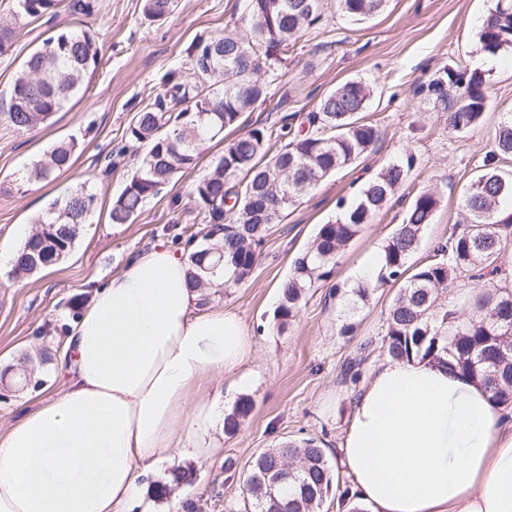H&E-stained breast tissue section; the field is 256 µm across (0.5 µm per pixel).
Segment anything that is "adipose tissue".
Instances as JSON below:
<instances>
[{
  "instance_id": "1",
  "label": "adipose tissue",
  "mask_w": 512,
  "mask_h": 512,
  "mask_svg": "<svg viewBox=\"0 0 512 512\" xmlns=\"http://www.w3.org/2000/svg\"><path fill=\"white\" fill-rule=\"evenodd\" d=\"M189 268L159 244L96 289L54 365L63 390L0 436V512H132L149 471L210 455L254 346ZM340 448L371 512H512V412L446 366H375Z\"/></svg>"
}]
</instances>
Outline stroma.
Here are the masks:
<instances>
[{
	"label": "stroma",
	"instance_id": "1",
	"mask_svg": "<svg viewBox=\"0 0 512 512\" xmlns=\"http://www.w3.org/2000/svg\"><path fill=\"white\" fill-rule=\"evenodd\" d=\"M90 2L87 15L61 9L51 18L19 19L13 51L0 57L1 106L20 64L53 30L91 31L100 47V63L85 92L47 123L19 131L0 113V253L15 251L32 231L33 216L69 188L84 182L97 193L89 223L61 264L25 278L20 286L8 265L0 266V382L14 381L22 354H58L95 286L121 271L134 254L160 242L179 245L197 232L192 191L223 151L217 142L203 145L198 166L178 174L133 223H110L112 199L123 189L132 162L109 163V154L135 113L153 100L161 76L187 68L188 45L200 37L236 34L242 8L240 0H178L167 20L151 21L142 14L141 0ZM493 4L388 0L382 13L363 22L347 20L328 5L322 24L295 42L266 101L244 114V124L277 128L292 114L315 111L337 85L357 80L370 88L362 117L377 126L380 138L359 161L323 181L272 225L244 283L212 297V304L242 316L255 348L251 383L225 387V409L233 411L242 398L251 399L253 409L236 433L219 438L208 461L180 459L148 473V485L171 487L168 497L156 500V512H246L244 475L251 458L287 440L317 439L331 463H338L359 388L344 377L343 367L361 349L368 365L384 360L386 317L395 295L388 285L368 302H354L350 290L359 282L358 270L382 250L411 200L425 190L435 191L439 202L411 265L426 263L434 248L447 242L463 221L464 189L491 149L498 124L512 113V55L489 58L478 50L480 20ZM456 64L488 75L483 120L465 133L450 131L446 113L422 91L441 68ZM70 137L79 143L70 170L48 184L20 182L27 165ZM408 150L416 164L392 202L345 246L333 276L309 291L297 316L279 326L274 314L280 286L294 258L310 246L321 224L336 219L338 200H353L366 181ZM499 263L502 270L495 276L452 271L442 303L460 307L466 293L479 294L493 284L512 289V244ZM349 323L354 330L347 334L343 327ZM62 388L55 379L0 402V434ZM176 470L187 473L186 482L173 483Z\"/></svg>",
	"mask_w": 512,
	"mask_h": 512
}]
</instances>
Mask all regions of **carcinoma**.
Masks as SVG:
<instances>
[{
	"label": "carcinoma",
	"instance_id": "carcinoma-1",
	"mask_svg": "<svg viewBox=\"0 0 512 512\" xmlns=\"http://www.w3.org/2000/svg\"><path fill=\"white\" fill-rule=\"evenodd\" d=\"M62 0H13V18L39 19L57 13ZM243 33L200 38L186 48L188 74L166 72L159 91L137 112L125 130L117 156L134 157L135 166L122 191L112 199L109 218L129 224L147 200L159 194L176 174L193 168L203 140L224 142V152L194 185L193 198L201 223L209 230L189 256L193 287L206 285L223 270L224 287L234 288L251 274L270 226L280 223L296 202L338 171L356 163L379 138V129L360 117L370 97L360 81H346L326 93L317 110L294 115L276 130L256 125L228 140L225 131L240 126L243 114L266 99V78L277 76L282 53L297 36L318 26L322 0H245ZM388 0H336L338 11L355 20L370 19ZM176 0H143L152 21L168 18ZM17 27L0 21V56L16 42ZM479 51L496 56L512 52V0H496L478 34ZM100 61L95 37L86 30L62 29L35 48L21 63L9 91L8 122L29 131L49 121L81 92ZM487 77L478 68L448 66L426 85L427 95L448 113V128L462 133L477 125L487 106ZM77 143L61 141L26 167L20 180L53 182L73 165ZM512 157V115L500 122L494 149L463 193L467 224L453 230L447 243L434 249V259L412 268L424 227L438 204L432 191L418 193L382 248L376 277L351 289L361 302L385 285L397 286L389 308L384 348L395 359L412 357L445 362L473 377L506 409L512 407V290L494 288L480 295L468 315L449 324L454 312L438 303L448 286L449 271H498L502 251L512 243V175L499 162ZM414 165L408 153L381 169L347 203L341 213L320 225L312 245L292 262L276 310L279 324L294 318L308 292L329 279L336 257L375 215L387 207ZM97 203L94 190L80 183L49 203L36 228L17 249L10 266L16 278L64 261ZM224 232L220 242L212 240ZM248 398L224 417V432L238 431L252 410ZM255 512H320L340 475L329 465L326 449L314 438L290 441L260 451L244 479Z\"/></svg>",
	"mask_w": 512,
	"mask_h": 512
}]
</instances>
